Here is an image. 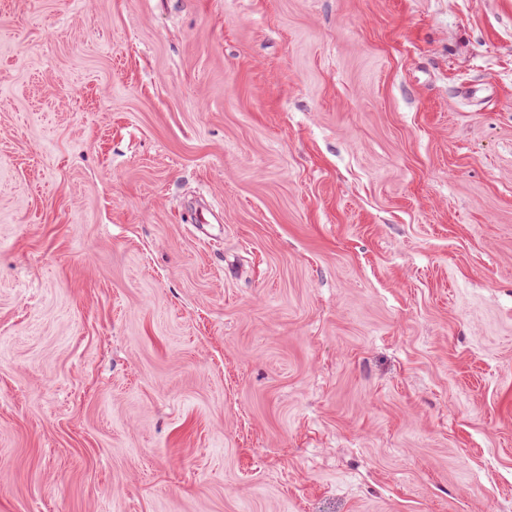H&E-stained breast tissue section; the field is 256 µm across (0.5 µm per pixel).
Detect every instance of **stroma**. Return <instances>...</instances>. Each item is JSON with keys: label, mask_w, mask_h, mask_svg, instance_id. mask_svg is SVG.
I'll return each instance as SVG.
<instances>
[{"label": "stroma", "mask_w": 512, "mask_h": 512, "mask_svg": "<svg viewBox=\"0 0 512 512\" xmlns=\"http://www.w3.org/2000/svg\"><path fill=\"white\" fill-rule=\"evenodd\" d=\"M0 512H512V0H0Z\"/></svg>", "instance_id": "1"}]
</instances>
